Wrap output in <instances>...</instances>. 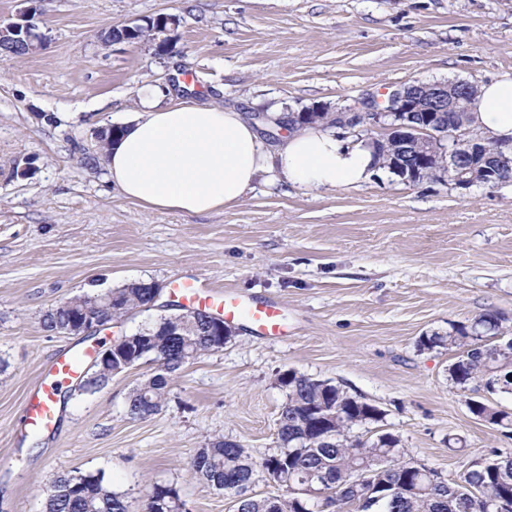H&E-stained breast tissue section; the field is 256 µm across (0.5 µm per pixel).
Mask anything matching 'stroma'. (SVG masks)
Here are the masks:
<instances>
[{
  "label": "stroma",
  "instance_id": "35a3bbf8",
  "mask_svg": "<svg viewBox=\"0 0 512 512\" xmlns=\"http://www.w3.org/2000/svg\"><path fill=\"white\" fill-rule=\"evenodd\" d=\"M44 47L0 60V512H43L60 473H103L142 512L153 484L189 512H234L191 478L198 448L221 436L259 458L276 446L292 369L328 380L383 413L410 458L460 480L512 454V431L470 413L469 399L512 411V394L460 390L451 354L423 349L490 311L512 330V183L460 189L391 173L357 188L285 190L257 182L210 215L153 212L125 200L102 163L98 129L129 117L140 94L212 102L250 115L328 111L385 98L414 81L482 85L512 75V0H42ZM178 16L169 53L103 45L145 16ZM30 159L27 177L14 176ZM203 279L284 310L273 340L235 322L223 350L173 381L162 409L127 413L140 362L101 388L65 383L49 430L21 431L30 395L59 354L108 348L169 314L178 279ZM139 281L160 304L89 334L48 330L71 298Z\"/></svg>",
  "mask_w": 512,
  "mask_h": 512
}]
</instances>
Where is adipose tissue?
I'll use <instances>...</instances> for the list:
<instances>
[{
    "instance_id": "1",
    "label": "adipose tissue",
    "mask_w": 512,
    "mask_h": 512,
    "mask_svg": "<svg viewBox=\"0 0 512 512\" xmlns=\"http://www.w3.org/2000/svg\"><path fill=\"white\" fill-rule=\"evenodd\" d=\"M160 97L141 96L104 157L120 194L148 210L218 213L240 204L261 178L319 192L360 186L382 169L372 146L323 124L287 131L272 148L242 113ZM471 119L486 139L512 144V76L480 87Z\"/></svg>"
}]
</instances>
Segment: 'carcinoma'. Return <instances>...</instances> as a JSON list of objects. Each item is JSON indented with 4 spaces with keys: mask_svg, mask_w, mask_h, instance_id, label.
Returning <instances> with one entry per match:
<instances>
[{
    "mask_svg": "<svg viewBox=\"0 0 512 512\" xmlns=\"http://www.w3.org/2000/svg\"><path fill=\"white\" fill-rule=\"evenodd\" d=\"M443 129L425 146L430 173L442 182L448 147L471 164L495 168L498 180L512 182V153L484 139L470 127V112L443 113ZM383 167L391 168L400 153V141L385 136L376 147ZM151 301L142 288L106 291L94 297L74 298L70 308L57 306L43 315L51 331L69 334L74 319L89 311L104 327ZM502 317L482 315L469 326L453 325L448 335L422 336L419 346L442 347L452 353L450 380L467 391L480 383L489 394H512V342L500 338ZM117 352L132 367L143 359L158 362L156 373L127 396V413L145 418L167 400L172 381L199 357L219 350L218 338L202 316H189L173 328L172 317L162 316L142 330L138 339L116 340ZM286 401L277 418V445L256 460L243 445L217 437L198 449L191 475L209 488L234 499L236 512H485L484 498L512 493V456H496L467 472L463 482H443L430 467H416L405 457L399 436L376 431L364 438L353 429L382 420L373 405L324 381L289 370L278 375ZM470 412L490 424L509 429L512 413L483 401L468 403ZM363 480L354 484L356 474ZM272 475L281 493L257 495L253 489ZM184 508L178 491L155 484L144 512H179ZM44 512H128L124 497L112 490L104 474L67 472L58 475L44 502Z\"/></svg>",
    "mask_w": 512,
    "mask_h": 512,
    "instance_id": "cac0c4a2",
    "label": "carcinoma"
}]
</instances>
